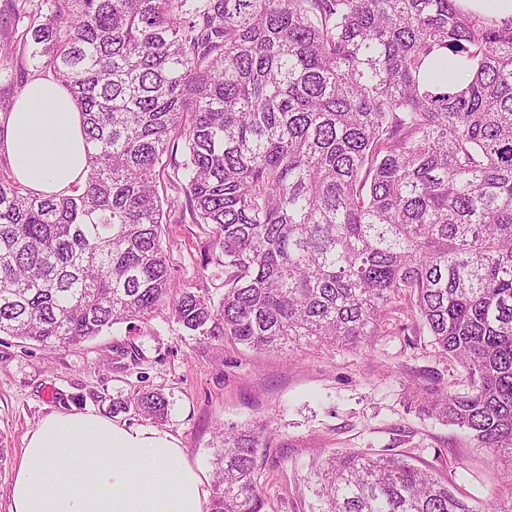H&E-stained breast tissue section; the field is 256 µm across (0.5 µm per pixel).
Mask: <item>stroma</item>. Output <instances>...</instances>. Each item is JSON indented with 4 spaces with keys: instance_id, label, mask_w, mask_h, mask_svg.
Here are the masks:
<instances>
[{
    "instance_id": "stroma-1",
    "label": "stroma",
    "mask_w": 512,
    "mask_h": 512,
    "mask_svg": "<svg viewBox=\"0 0 512 512\" xmlns=\"http://www.w3.org/2000/svg\"><path fill=\"white\" fill-rule=\"evenodd\" d=\"M169 220L175 298L200 268L207 229L182 206ZM466 378L428 334L410 335L395 323L366 345L288 354L196 340L166 308L68 348L2 335L0 445L9 456L0 470V512H10L26 438L44 417L76 410L144 426L147 418L120 405L148 388L169 400L162 430L208 474L224 430L268 425L256 468L265 512H311L310 465L334 451L407 455L482 505L507 493L512 476L491 465L465 431L419 413L413 399L419 391H463Z\"/></svg>"
}]
</instances>
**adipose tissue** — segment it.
Wrapping results in <instances>:
<instances>
[{"instance_id":"adipose-tissue-1","label":"adipose tissue","mask_w":512,"mask_h":512,"mask_svg":"<svg viewBox=\"0 0 512 512\" xmlns=\"http://www.w3.org/2000/svg\"><path fill=\"white\" fill-rule=\"evenodd\" d=\"M0 146L15 178L46 195L68 192L86 168L81 114L55 80L23 89L0 124ZM205 483L168 432L52 414L28 437L11 512H204Z\"/></svg>"}]
</instances>
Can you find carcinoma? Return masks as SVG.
I'll return each instance as SVG.
<instances>
[{
  "instance_id": "cac0c4a2",
  "label": "carcinoma",
  "mask_w": 512,
  "mask_h": 512,
  "mask_svg": "<svg viewBox=\"0 0 512 512\" xmlns=\"http://www.w3.org/2000/svg\"><path fill=\"white\" fill-rule=\"evenodd\" d=\"M23 9L19 42L73 97L87 166L55 197L0 176V336L71 347L169 304L203 341L339 349L404 315L468 375L419 411L512 473V18L458 0ZM163 178L209 228L220 295L201 275L170 301ZM168 407L144 389L124 409ZM264 438L224 432L208 512H264ZM313 476L317 512H512L397 454L329 455Z\"/></svg>"
}]
</instances>
